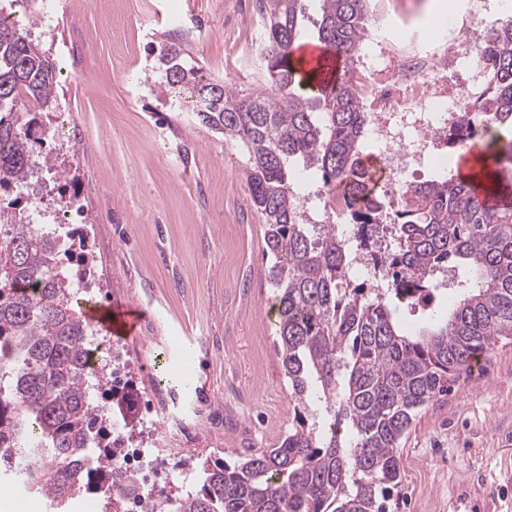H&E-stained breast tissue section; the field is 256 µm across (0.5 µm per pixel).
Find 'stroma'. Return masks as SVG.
<instances>
[{"instance_id": "stroma-1", "label": "stroma", "mask_w": 512, "mask_h": 512, "mask_svg": "<svg viewBox=\"0 0 512 512\" xmlns=\"http://www.w3.org/2000/svg\"><path fill=\"white\" fill-rule=\"evenodd\" d=\"M252 10L253 0H68L41 39L59 60L58 105L77 137L44 142L66 177L36 187L81 205L71 227L87 236L99 288L79 307L141 305L139 331L123 341L130 380L112 408L153 412L168 435L163 463L188 489L203 460L278 447L293 416L245 153L171 108L158 72L161 46L178 35L206 75L251 89ZM181 336L195 344L206 395L162 380ZM400 456L389 512H512V339L419 410Z\"/></svg>"}]
</instances>
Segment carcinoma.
Returning a JSON list of instances; mask_svg holds the SVG:
<instances>
[{
	"mask_svg": "<svg viewBox=\"0 0 512 512\" xmlns=\"http://www.w3.org/2000/svg\"><path fill=\"white\" fill-rule=\"evenodd\" d=\"M259 87L243 93L207 78L177 41L160 48L164 85L191 99L201 123L241 146L250 204L266 225L267 280L278 291L277 356L293 422L280 447L231 466L201 463L179 512H388L401 481L398 448L417 411L512 337V19L479 34L488 77L472 119L448 129V147L477 138L493 185L450 175L410 182L383 211L378 186L355 177L363 128L354 57L368 30V0H259ZM314 9L316 17L309 15ZM312 21L317 42L345 66L321 76L293 51ZM59 69L25 26L0 15V189L22 192L49 139L36 113L54 108ZM340 190L355 224L387 217L391 240L377 285L349 277L352 253L337 224H307L294 189L301 170ZM471 286L436 306L448 262ZM47 229L0 205V478L66 512L77 496L112 508L111 408L85 385L93 330L73 299L88 267ZM431 311L423 329L395 317ZM146 512H171L144 491Z\"/></svg>",
	"mask_w": 512,
	"mask_h": 512,
	"instance_id": "cac0c4a2",
	"label": "carcinoma"
}]
</instances>
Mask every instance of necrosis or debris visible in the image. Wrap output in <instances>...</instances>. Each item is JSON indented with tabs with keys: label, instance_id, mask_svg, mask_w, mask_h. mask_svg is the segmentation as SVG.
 <instances>
[{
	"label": "necrosis or debris",
	"instance_id": "necrosis-or-debris-1",
	"mask_svg": "<svg viewBox=\"0 0 512 512\" xmlns=\"http://www.w3.org/2000/svg\"><path fill=\"white\" fill-rule=\"evenodd\" d=\"M365 40L387 56L383 67L357 72L356 79L359 99L369 110L365 136L377 148L372 165L386 176L395 196L411 166L436 158L463 99L472 98V84L460 74H479V40L474 37L462 45L453 40L428 50L413 34L385 26L380 17ZM126 429V424L113 421L112 434L118 442L114 461L119 471L134 474L143 487L173 488L175 470L160 468L157 450L148 443H130Z\"/></svg>",
	"mask_w": 512,
	"mask_h": 512
}]
</instances>
